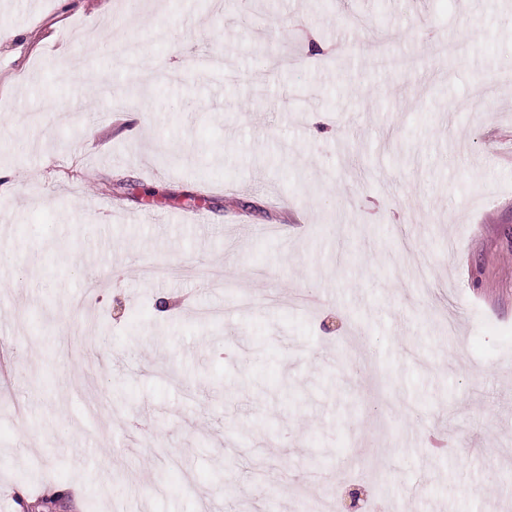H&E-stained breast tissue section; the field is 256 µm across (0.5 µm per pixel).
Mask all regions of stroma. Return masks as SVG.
I'll list each match as a JSON object with an SVG mask.
<instances>
[{
	"label": "stroma",
	"mask_w": 512,
	"mask_h": 512,
	"mask_svg": "<svg viewBox=\"0 0 512 512\" xmlns=\"http://www.w3.org/2000/svg\"><path fill=\"white\" fill-rule=\"evenodd\" d=\"M30 2L0 0V512H512V0Z\"/></svg>",
	"instance_id": "35a3bbf8"
}]
</instances>
